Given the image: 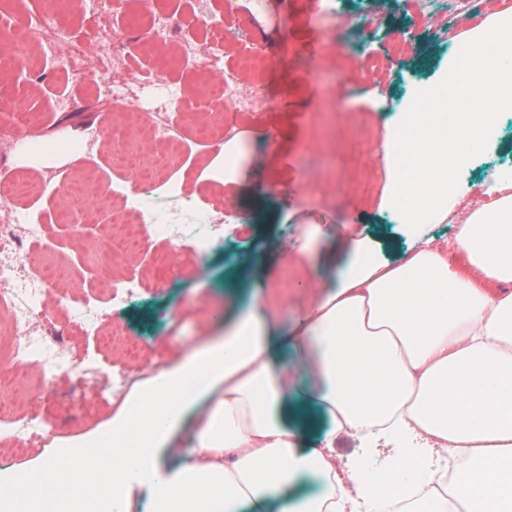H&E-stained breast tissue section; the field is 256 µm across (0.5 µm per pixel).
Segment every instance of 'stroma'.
Instances as JSON below:
<instances>
[{
  "mask_svg": "<svg viewBox=\"0 0 512 512\" xmlns=\"http://www.w3.org/2000/svg\"><path fill=\"white\" fill-rule=\"evenodd\" d=\"M265 2L262 29L235 39L241 54L248 53L249 40L265 44V94L270 100L238 129L246 161L237 183L225 184L223 152L206 148L199 137L212 110L200 85H221L222 73H208L201 82L178 68L169 74L183 88L179 120L186 146L176 164L202 171L200 179L185 183V194L233 208L246 216V223L228 226L221 247L188 246L173 255L160 244L126 258L93 247L110 220L113 204L97 189L120 191L130 179L121 158L135 147L140 118L137 106L116 108L97 95V83L110 73L95 52V19L106 14L121 29V52L131 68H139L147 62L142 49L145 34L125 27L126 13L138 9L139 2L65 0L53 9L47 0H0L1 31L21 32L31 13L47 12L58 28L84 47L80 65L85 78L80 82L59 63L70 51L63 42L50 51L28 44L21 63L0 65V113L10 117L15 139L27 136L30 122H37L39 150L45 155L41 167L31 166L13 141H7L0 144V169L20 167L27 180L50 184L44 195L24 198L23 203L34 209L44 226L45 242L34 259L47 268L58 294L75 287L90 294L133 271L147 274L138 295L111 310L105 320L136 344L141 380L154 376L156 369L176 366L189 348L223 335L255 284L274 289L285 304L284 323L292 325L295 313L318 292L325 273L349 260L347 247L337 239L322 245L319 264L305 263L301 246L309 226L362 229L378 258L386 261H399L406 254V239L382 206L395 172L372 145L387 133L393 102L406 98L444 66L453 46L468 36V28L454 22L438 39L427 29L414 27L401 0H341L351 25H358L362 14L377 15L378 27L360 36L370 54L385 56L399 30H415L411 54L371 70L325 34L312 0ZM153 7L171 17L172 37H189L198 44L209 41L208 24L224 21V0H153ZM92 134L99 139L96 147L79 151V144ZM508 169L512 112L502 115L498 141L473 157L460 182L471 189ZM89 174L96 186L89 200H73L61 192V185L82 182ZM65 209L70 221L62 224L57 216ZM55 328L73 353L86 352L109 363L126 360L65 316L57 317ZM13 380L21 386L16 405L58 424L65 438L101 437L119 409L102 393L99 380L80 385L73 374H61L54 399L40 393L35 373L19 369ZM286 413L289 422L302 426L303 445L316 446L323 425L305 390L289 399Z\"/></svg>",
  "mask_w": 512,
  "mask_h": 512,
  "instance_id": "stroma-1",
  "label": "stroma"
}]
</instances>
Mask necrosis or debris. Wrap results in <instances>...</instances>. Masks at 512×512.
<instances>
[{
    "label": "necrosis or debris",
    "instance_id": "obj_1",
    "mask_svg": "<svg viewBox=\"0 0 512 512\" xmlns=\"http://www.w3.org/2000/svg\"><path fill=\"white\" fill-rule=\"evenodd\" d=\"M313 9L326 31L339 36L343 48L353 54L363 53V44L353 38L344 22L340 0H314ZM126 24L146 29L150 34L148 54L153 63L143 75H133L120 51L110 48L119 39L117 29L105 16H98L97 45L103 62L112 72L100 92L118 106L138 99L147 116L144 132L152 141L175 148L181 145L176 112L182 102V89L168 78V66L174 58L203 72L223 71L224 83L213 91L211 98L214 109L224 115L218 130L220 137L230 136L247 111L265 105L264 76L243 85L237 67L226 64L222 47H201L190 42L180 53H173L167 36L169 18L164 13L144 6L129 15ZM196 175L192 168H180L157 179L133 174L123 209L112 213L113 223L125 225L126 236L118 242L111 233H104L101 248L111 252L141 244L149 246L158 239L173 247L186 241L203 243L212 239L223 225L241 223L242 218L235 211L209 210L183 195V182ZM42 239V225L34 223L30 213L17 207L13 199L1 197L0 306L9 309L11 324L10 336L0 348V381L9 379L17 368L33 366L37 369L39 389L47 392L58 373L68 372L86 379L99 373L101 365L97 359L74 356L63 339L49 328L50 276L22 251L23 245L35 246ZM139 288V280L131 277L113 285L108 297L89 299L71 295L62 298L60 305L75 324L94 332L110 309L134 298ZM58 434V427L40 413L17 410L0 400L1 448L29 454L39 451Z\"/></svg>",
    "mask_w": 512,
    "mask_h": 512
}]
</instances>
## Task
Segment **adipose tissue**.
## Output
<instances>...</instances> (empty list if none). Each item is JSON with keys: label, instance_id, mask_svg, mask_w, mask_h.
Returning <instances> with one entry per match:
<instances>
[{"label": "adipose tissue", "instance_id": "adipose-tissue-1", "mask_svg": "<svg viewBox=\"0 0 512 512\" xmlns=\"http://www.w3.org/2000/svg\"><path fill=\"white\" fill-rule=\"evenodd\" d=\"M504 112H512L511 14L415 87L378 145L395 166L383 203L414 241L406 260H377L344 228L350 265L312 297L297 331H281L257 286L222 338L131 390L102 443H84L76 460L64 452L28 474H0V512H105V486L128 506L143 491L148 512H346L350 486L362 512H385L434 465L431 449L399 444L398 483L367 490L363 458L405 432L461 463L450 490L430 491L409 512H512V172L490 183L496 200L459 225L453 246L470 275L419 232L451 212L470 149L495 141ZM489 281L503 292L488 291ZM278 348L294 362L276 360ZM302 386L326 420L318 448H302L282 414ZM191 411V454L160 471ZM341 434L362 448L342 466L332 451ZM304 478L316 491L291 498Z\"/></svg>", "mask_w": 512, "mask_h": 512}]
</instances>
